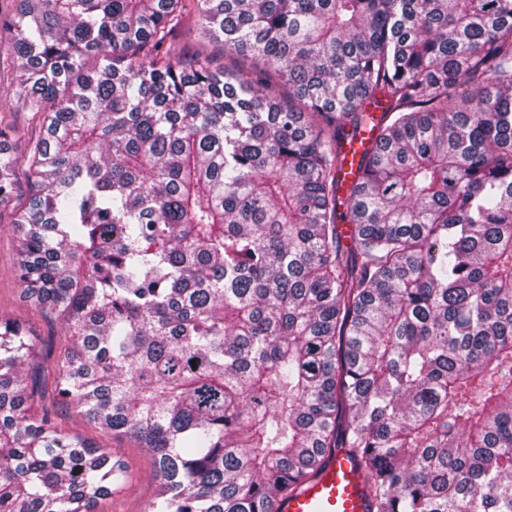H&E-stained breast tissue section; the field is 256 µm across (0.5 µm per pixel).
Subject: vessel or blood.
I'll return each instance as SVG.
<instances>
[{"label":"vessel or blood","mask_w":512,"mask_h":512,"mask_svg":"<svg viewBox=\"0 0 512 512\" xmlns=\"http://www.w3.org/2000/svg\"><path fill=\"white\" fill-rule=\"evenodd\" d=\"M279 512H368L355 459L344 451L335 454L316 478L280 502Z\"/></svg>","instance_id":"vessel-or-blood-1"}]
</instances>
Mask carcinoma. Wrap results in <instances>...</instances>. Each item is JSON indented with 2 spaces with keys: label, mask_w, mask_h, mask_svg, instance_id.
<instances>
[{
  "label": "carcinoma",
  "mask_w": 512,
  "mask_h": 512,
  "mask_svg": "<svg viewBox=\"0 0 512 512\" xmlns=\"http://www.w3.org/2000/svg\"><path fill=\"white\" fill-rule=\"evenodd\" d=\"M194 2L246 65L173 51L185 0L0 11L55 397L152 454L147 512H279L338 448L370 512H512V0ZM32 353L1 317L0 512H92L125 466L31 412Z\"/></svg>",
  "instance_id": "1"
}]
</instances>
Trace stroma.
Returning a JSON list of instances; mask_svg holds the SVG:
<instances>
[{"label":"stroma","instance_id":"stroma-1","mask_svg":"<svg viewBox=\"0 0 512 512\" xmlns=\"http://www.w3.org/2000/svg\"><path fill=\"white\" fill-rule=\"evenodd\" d=\"M0 123L11 128L8 142L18 158L15 197L0 203V314L24 326L33 338V355L28 366V373L33 378V410L49 412L65 434L87 439L123 460L126 467L124 484L113 487L111 497L100 501L96 512H146L158 490L152 455L131 436L100 432L76 412L57 404L53 395L51 367L69 345L70 338L54 312L36 307L25 297L15 275L20 248L13 221L17 210L28 204L33 189L23 154L28 141L38 137L40 126L37 118L6 93L0 95Z\"/></svg>","mask_w":512,"mask_h":512}]
</instances>
